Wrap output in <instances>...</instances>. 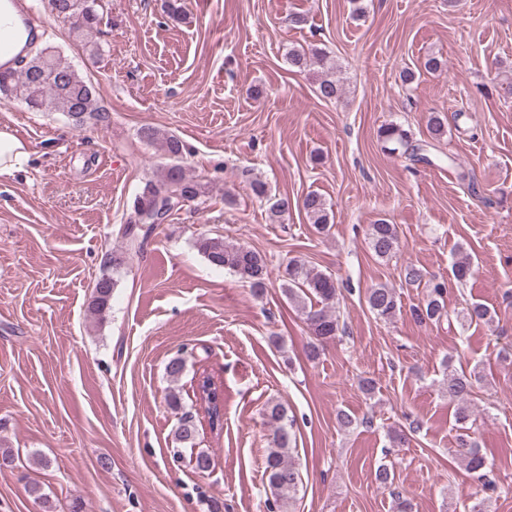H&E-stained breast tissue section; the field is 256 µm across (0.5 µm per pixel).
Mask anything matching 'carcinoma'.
Returning <instances> with one entry per match:
<instances>
[{"label": "carcinoma", "mask_w": 512, "mask_h": 512, "mask_svg": "<svg viewBox=\"0 0 512 512\" xmlns=\"http://www.w3.org/2000/svg\"><path fill=\"white\" fill-rule=\"evenodd\" d=\"M57 15L67 16L81 12L84 16L82 25L76 28V37L86 38L100 23L97 0H51ZM326 59L320 48L310 51H291L289 63L303 68L311 63H322ZM19 67H0V100L5 101L14 92H20L27 107L40 111L53 106L67 114L75 126L88 123H102L108 115L99 105L97 90L91 80L81 76L68 59L55 47L46 43L38 45L26 57L18 60ZM148 142L159 146L167 156L169 163L161 168L155 178L148 180L141 193L133 202L132 214L137 216L149 211L151 215L144 224H135L133 219L123 228L124 251L112 255V269H119L125 255L144 250L153 231V225L163 224L174 212L172 204L175 196L181 195L187 200H195L208 194V185L187 175L181 164L184 145L174 135L148 128L143 131ZM384 147L391 153L407 156L412 161L424 162L427 156L422 144H415L407 131L396 124L384 126L379 131ZM254 197L276 218L288 213L291 198L274 191L259 179L250 183ZM313 228L320 234L329 231L333 224V212L326 200L319 194L311 192L302 201ZM367 243L373 254L387 258L399 250L400 240L397 225L389 224L384 219L370 225ZM197 251L212 265L229 270L239 280L248 284L256 293L261 294L270 280L267 258L260 251L244 246L233 245L224 241V236L204 234L196 238ZM405 281L409 284L426 282L428 291L426 299L412 308V316L419 323L438 322L448 315V289L445 282L435 278L425 279V274L414 266L406 267ZM117 280L107 274L96 282L89 303L92 315L104 318L110 308L112 294ZM283 294L304 316L310 336L306 355L310 360L318 359L325 347L347 334L345 323L336 315L334 306L338 296L336 278L327 271L311 267L294 257L285 265L282 284ZM366 304L371 312L383 321H390L401 311L396 291L386 285L369 289ZM464 319L476 324H488L492 321L489 308L481 303H474L467 308ZM446 378L442 389L448 394V401L457 404L456 420L464 423L469 420L468 403L471 401L475 384L485 378L481 371L469 373L457 370L452 364L446 365ZM204 411L209 425L217 430L224 425V401L214 400L204 403ZM263 419L269 431L270 448L265 459L264 479L274 497L273 506L284 508L296 493L300 475L290 460V450L294 437L293 420L288 417V408L271 400L263 408ZM198 427L191 413L185 412L179 419L174 432V441L183 448L196 446ZM454 456L464 470L490 487L485 472V458L480 450L465 436L458 438Z\"/></svg>", "instance_id": "obj_1"}]
</instances>
